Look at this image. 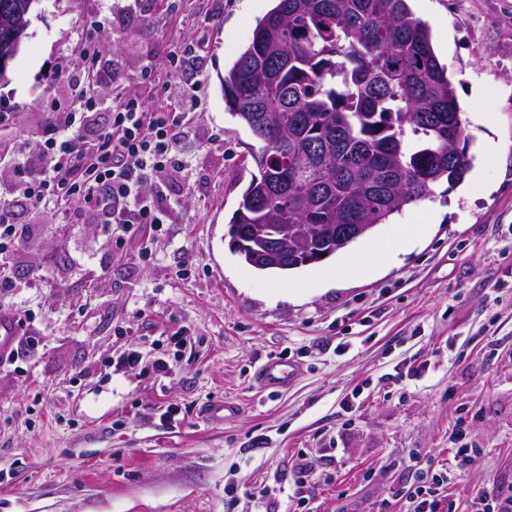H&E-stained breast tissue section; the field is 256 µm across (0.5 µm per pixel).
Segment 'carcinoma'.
Segmentation results:
<instances>
[{"mask_svg":"<svg viewBox=\"0 0 512 512\" xmlns=\"http://www.w3.org/2000/svg\"><path fill=\"white\" fill-rule=\"evenodd\" d=\"M224 102L260 147L229 230L361 224V234L470 168L455 87L408 0H277L224 73Z\"/></svg>","mask_w":512,"mask_h":512,"instance_id":"obj_1","label":"carcinoma"}]
</instances>
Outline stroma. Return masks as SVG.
Returning <instances> with one entry per match:
<instances>
[{"instance_id": "35a3bbf8", "label": "stroma", "mask_w": 512, "mask_h": 512, "mask_svg": "<svg viewBox=\"0 0 512 512\" xmlns=\"http://www.w3.org/2000/svg\"><path fill=\"white\" fill-rule=\"evenodd\" d=\"M275 0H40L0 86V142L38 154L95 46L93 138L112 87L162 99L200 81L174 222L151 258L112 254L103 225L24 208L33 225L0 307L29 311L38 345L0 366V512H402L414 460L454 461L460 421L478 452L446 492L512 487V0H410L448 69L471 168L320 262L260 272L228 225L255 168L224 73ZM190 64L177 66L185 47ZM423 228L414 248L384 238ZM361 255L366 274L346 265ZM192 272L180 275L182 261ZM189 344L171 348L167 330ZM137 332L143 364L109 369ZM169 364L155 373L156 359ZM272 358L299 366L265 387ZM223 404L224 416L206 407ZM176 406L172 417L155 410Z\"/></svg>"}]
</instances>
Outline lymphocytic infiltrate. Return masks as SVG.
Masks as SVG:
<instances>
[{
	"label": "lymphocytic infiltrate",
	"instance_id": "obj_1",
	"mask_svg": "<svg viewBox=\"0 0 512 512\" xmlns=\"http://www.w3.org/2000/svg\"><path fill=\"white\" fill-rule=\"evenodd\" d=\"M95 104L85 79L75 80L68 108L57 113L47 130L37 161L12 164L17 201L51 206L65 216L91 212L108 228L112 253L134 247L151 255L171 221L167 181L186 170L182 143L190 133V114L201 105L199 86L176 83L160 103L120 96L111 122L86 140L80 129ZM25 232L16 211L0 209V297L12 288L3 267ZM451 478V473L439 472L419 481L406 497L405 512H446L440 490Z\"/></svg>",
	"mask_w": 512,
	"mask_h": 512
}]
</instances>
